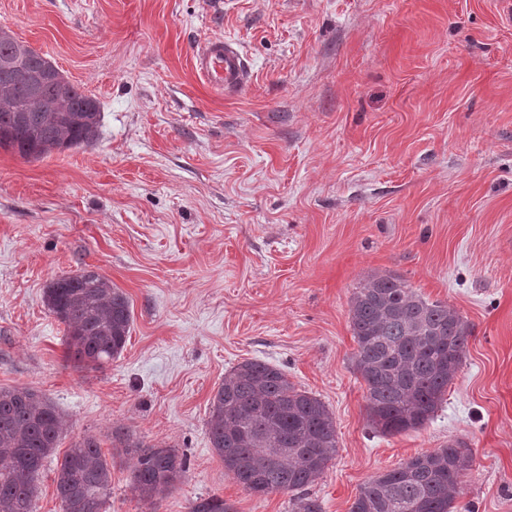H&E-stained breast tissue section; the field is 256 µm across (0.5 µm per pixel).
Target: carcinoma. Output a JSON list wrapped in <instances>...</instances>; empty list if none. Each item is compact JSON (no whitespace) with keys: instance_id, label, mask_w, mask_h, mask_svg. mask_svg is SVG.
Instances as JSON below:
<instances>
[{"instance_id":"carcinoma-1","label":"carcinoma","mask_w":512,"mask_h":512,"mask_svg":"<svg viewBox=\"0 0 512 512\" xmlns=\"http://www.w3.org/2000/svg\"><path fill=\"white\" fill-rule=\"evenodd\" d=\"M0 150L37 160L54 150L93 144L100 105L66 81L43 54L0 29ZM48 311L65 325L67 356L98 370L121 355L131 330L127 296L96 270L56 278L44 291ZM351 327L356 370L366 385L370 425L383 435L424 426L435 414L466 353L470 329L447 304L430 302L398 276L372 275L353 294ZM68 425L29 388L0 386V512H37V479ZM207 432L224 470L246 490L300 492L296 512H322L303 491L336 457L328 407L297 389L278 367L237 364L210 401ZM114 448L133 459L131 481L141 500L163 498L185 473L174 448L144 445L122 430ZM472 456L460 441L422 453L364 483L349 512H454ZM61 512H108L112 463L101 442H71L55 476ZM189 512H233L218 496Z\"/></svg>"}]
</instances>
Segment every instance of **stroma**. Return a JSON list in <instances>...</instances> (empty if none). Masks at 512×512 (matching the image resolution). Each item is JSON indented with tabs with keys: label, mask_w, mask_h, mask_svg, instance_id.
Returning a JSON list of instances; mask_svg holds the SVG:
<instances>
[{
	"label": "stroma",
	"mask_w": 512,
	"mask_h": 512,
	"mask_svg": "<svg viewBox=\"0 0 512 512\" xmlns=\"http://www.w3.org/2000/svg\"><path fill=\"white\" fill-rule=\"evenodd\" d=\"M95 98L97 141L0 150V386L44 394L74 436L129 431L187 470L154 505L112 460L110 512H293L224 470L209 400L247 359L281 368L336 425L309 487L349 512L372 476L464 442L457 512H512V0H0V28ZM236 41L227 97L194 70ZM98 270L128 297L122 354L68 359L54 278ZM375 272L456 309L463 363L422 428L375 433L350 300ZM198 76L213 90L234 96L242 91L250 77V68L239 45L230 39L210 38L194 55Z\"/></svg>",
	"instance_id": "obj_1"
}]
</instances>
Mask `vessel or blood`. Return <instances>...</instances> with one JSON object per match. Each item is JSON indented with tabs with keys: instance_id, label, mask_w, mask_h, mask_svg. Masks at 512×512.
I'll return each mask as SVG.
<instances>
[{
	"instance_id": "obj_1",
	"label": "vessel or blood",
	"mask_w": 512,
	"mask_h": 512,
	"mask_svg": "<svg viewBox=\"0 0 512 512\" xmlns=\"http://www.w3.org/2000/svg\"><path fill=\"white\" fill-rule=\"evenodd\" d=\"M198 76L213 90L236 95L248 84L250 68L239 45L215 37L200 45L194 55Z\"/></svg>"
}]
</instances>
